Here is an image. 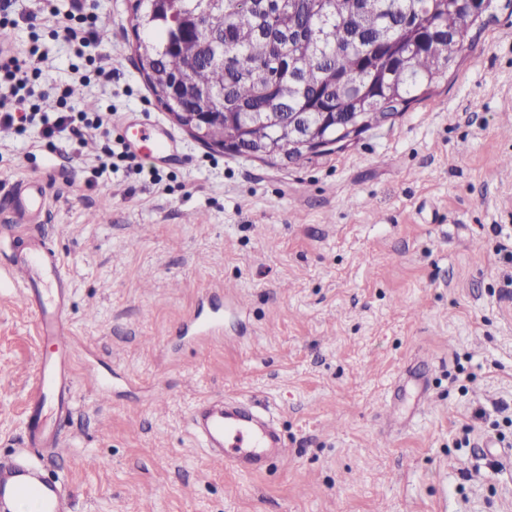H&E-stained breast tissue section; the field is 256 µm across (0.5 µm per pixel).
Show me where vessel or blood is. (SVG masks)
I'll list each match as a JSON object with an SVG mask.
<instances>
[{
    "label": "vessel or blood",
    "instance_id": "obj_1",
    "mask_svg": "<svg viewBox=\"0 0 512 512\" xmlns=\"http://www.w3.org/2000/svg\"><path fill=\"white\" fill-rule=\"evenodd\" d=\"M121 136L132 143L145 144L149 158L166 157L171 150L169 139L153 135L145 123L125 126ZM14 279L22 283L24 302L37 317L39 339L70 340L72 327L60 301L67 285L60 258L45 247L32 248L15 266ZM188 322L189 331L197 336L210 338L223 332L220 317L202 309L194 311ZM71 373V362L65 357L41 359L27 398L29 445L37 447L54 440L45 411L70 405ZM192 422L202 447L219 465L265 462L275 455L277 439L272 427L257 423L251 411L228 412L205 400L196 407ZM0 512H71V506L59 482L44 478L33 465L4 460L0 462Z\"/></svg>",
    "mask_w": 512,
    "mask_h": 512
}]
</instances>
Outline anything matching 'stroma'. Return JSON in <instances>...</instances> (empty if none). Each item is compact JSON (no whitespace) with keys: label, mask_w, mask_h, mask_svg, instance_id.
<instances>
[{"label":"stroma","mask_w":512,"mask_h":512,"mask_svg":"<svg viewBox=\"0 0 512 512\" xmlns=\"http://www.w3.org/2000/svg\"><path fill=\"white\" fill-rule=\"evenodd\" d=\"M133 2L55 0L109 22L80 53L30 25L42 0H10L11 42L49 83L111 70L75 109L160 126L178 158L96 180L100 139L0 131V459L64 483L72 512H512V10L427 99L271 165L175 123L137 67ZM32 191L45 210L20 213ZM34 242L70 281L74 408L54 448L27 445L40 344L4 276ZM209 293L224 334L190 339ZM204 399L253 403L285 456L212 467L189 423Z\"/></svg>","instance_id":"35a3bbf8"}]
</instances>
